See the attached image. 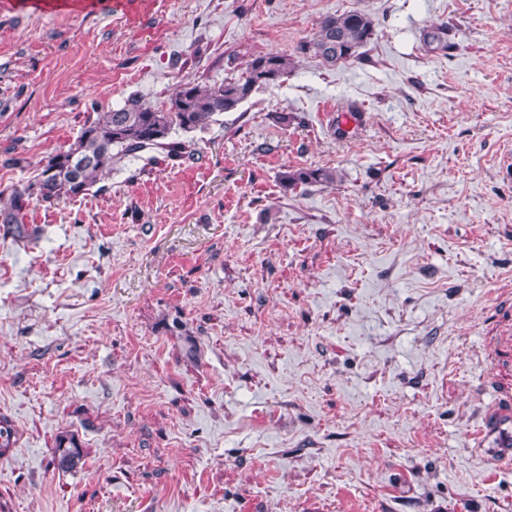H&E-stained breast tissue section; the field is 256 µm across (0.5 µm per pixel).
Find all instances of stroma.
<instances>
[{
  "label": "stroma",
  "instance_id": "35a3bbf8",
  "mask_svg": "<svg viewBox=\"0 0 512 512\" xmlns=\"http://www.w3.org/2000/svg\"><path fill=\"white\" fill-rule=\"evenodd\" d=\"M353 10L375 26L361 59L301 53ZM270 51L278 84L172 133L194 156L30 201L31 237L0 223V512H512V461L477 438L512 406L488 345L512 334V0L0 8V191L89 114ZM302 168L336 181L284 189ZM52 464L59 471H75L82 464L85 453L74 436L62 435L56 442Z\"/></svg>",
  "mask_w": 512,
  "mask_h": 512
}]
</instances>
